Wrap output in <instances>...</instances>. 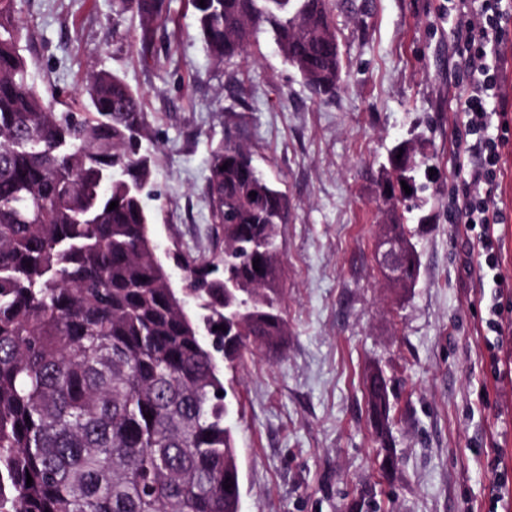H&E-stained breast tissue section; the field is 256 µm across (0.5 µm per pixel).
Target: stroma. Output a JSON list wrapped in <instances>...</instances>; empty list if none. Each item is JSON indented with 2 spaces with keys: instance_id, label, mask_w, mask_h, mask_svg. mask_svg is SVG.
Returning a JSON list of instances; mask_svg holds the SVG:
<instances>
[{
  "instance_id": "1",
  "label": "stroma",
  "mask_w": 512,
  "mask_h": 512,
  "mask_svg": "<svg viewBox=\"0 0 512 512\" xmlns=\"http://www.w3.org/2000/svg\"><path fill=\"white\" fill-rule=\"evenodd\" d=\"M149 61L112 0H23L32 77L51 102L85 97L91 70L116 72L143 103L154 160L151 235L174 287L181 256L216 245L206 191L211 151L231 139L288 193L281 225L288 342L235 372L228 419L241 512H349L361 494L386 512H512L490 488L512 481V142L486 187L504 304L488 348L491 290L462 208L459 112L466 72L448 0H336L341 88L312 100L269 34L254 54L215 67L189 0H171ZM415 139L426 184L406 216L420 255L414 288H390L377 263L381 166ZM393 386V469L383 470L364 380Z\"/></svg>"
}]
</instances>
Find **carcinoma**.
<instances>
[{
	"label": "carcinoma",
	"mask_w": 512,
	"mask_h": 512,
	"mask_svg": "<svg viewBox=\"0 0 512 512\" xmlns=\"http://www.w3.org/2000/svg\"><path fill=\"white\" fill-rule=\"evenodd\" d=\"M191 2L217 67L268 33L313 100L335 96L334 0ZM20 4L0 0V512H239L231 402L214 353L234 372L288 336L279 229L288 193L247 146L217 145L206 185L216 251L180 258L186 276L174 287L153 258L139 95L118 74L92 70L83 111H57L29 70ZM127 13L138 19L145 60L169 0H113L114 19ZM419 167L401 142L381 185L384 223L405 247L400 289L417 282L398 206L425 190ZM366 397L385 448L391 404L377 368Z\"/></svg>",
	"instance_id": "1"
}]
</instances>
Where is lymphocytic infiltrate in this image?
<instances>
[{
  "mask_svg": "<svg viewBox=\"0 0 512 512\" xmlns=\"http://www.w3.org/2000/svg\"><path fill=\"white\" fill-rule=\"evenodd\" d=\"M455 14L458 45L469 81L460 109L465 128L474 136L476 163L469 170L472 193L466 198L463 217L477 230L479 254L486 274H496L499 253L494 227L501 213L490 209L483 187L492 185L500 172L501 149L512 139V105L501 93L502 51L512 42V0H449Z\"/></svg>",
  "mask_w": 512,
  "mask_h": 512,
  "instance_id": "obj_1",
  "label": "lymphocytic infiltrate"
}]
</instances>
